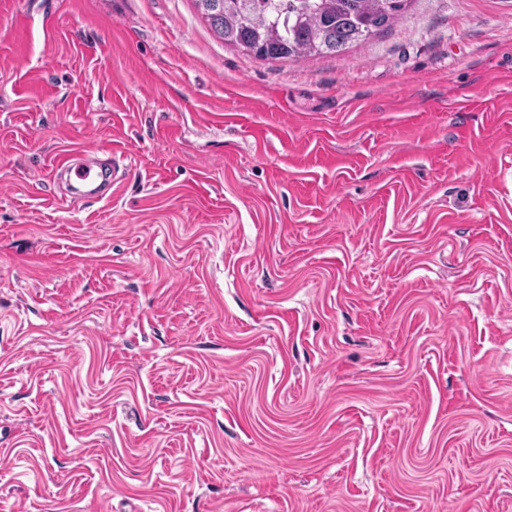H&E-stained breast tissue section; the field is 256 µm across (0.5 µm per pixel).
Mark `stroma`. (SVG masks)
<instances>
[{
    "label": "stroma",
    "mask_w": 512,
    "mask_h": 512,
    "mask_svg": "<svg viewBox=\"0 0 512 512\" xmlns=\"http://www.w3.org/2000/svg\"><path fill=\"white\" fill-rule=\"evenodd\" d=\"M0 512H512V0H0ZM411 0H195L224 44L270 60L339 55L405 18ZM74 156L64 155L54 166L56 172L69 174L68 193L71 200L100 202L112 198V187L120 179L114 158H94L83 165L73 166Z\"/></svg>",
    "instance_id": "stroma-1"
}]
</instances>
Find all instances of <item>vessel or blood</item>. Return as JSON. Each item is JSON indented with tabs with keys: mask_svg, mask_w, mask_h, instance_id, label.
<instances>
[{
	"mask_svg": "<svg viewBox=\"0 0 512 512\" xmlns=\"http://www.w3.org/2000/svg\"><path fill=\"white\" fill-rule=\"evenodd\" d=\"M56 171L69 176L68 193L71 200L98 202L111 198L112 189L119 181L114 159H91L74 165L72 156H63L55 165Z\"/></svg>",
	"mask_w": 512,
	"mask_h": 512,
	"instance_id": "1",
	"label": "vessel or blood"
}]
</instances>
